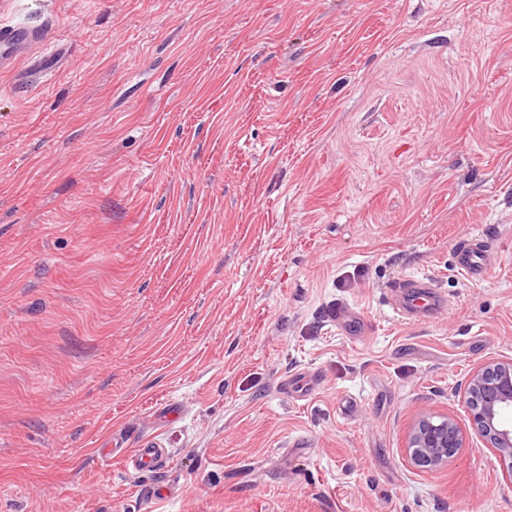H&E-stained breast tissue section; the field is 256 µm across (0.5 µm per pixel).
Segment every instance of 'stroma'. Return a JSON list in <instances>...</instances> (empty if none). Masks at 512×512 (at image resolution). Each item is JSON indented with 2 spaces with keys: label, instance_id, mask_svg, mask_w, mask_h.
<instances>
[{
  "label": "stroma",
  "instance_id": "35a3bbf8",
  "mask_svg": "<svg viewBox=\"0 0 512 512\" xmlns=\"http://www.w3.org/2000/svg\"><path fill=\"white\" fill-rule=\"evenodd\" d=\"M4 24L64 40L0 69V512H512L474 433L435 472L403 448L512 359V0H0ZM478 233L481 282L454 267ZM414 271L448 298L427 323L388 303ZM115 433L166 468L100 462ZM330 318L336 321V328L348 335H354L362 327L360 318L355 312L343 304H337L333 309ZM142 446L143 448H137L126 459V462L130 463L136 471L156 472L164 469L167 461V450L162 448V443L155 439H148Z\"/></svg>",
  "mask_w": 512,
  "mask_h": 512
}]
</instances>
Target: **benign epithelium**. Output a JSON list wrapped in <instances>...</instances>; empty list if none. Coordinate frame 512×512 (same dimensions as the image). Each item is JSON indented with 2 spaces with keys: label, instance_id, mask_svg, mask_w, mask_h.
Wrapping results in <instances>:
<instances>
[{
  "label": "benign epithelium",
  "instance_id": "benign-epithelium-1",
  "mask_svg": "<svg viewBox=\"0 0 512 512\" xmlns=\"http://www.w3.org/2000/svg\"><path fill=\"white\" fill-rule=\"evenodd\" d=\"M471 429L500 461L512 483V359L489 360L474 368L463 384ZM465 432L451 414H417L405 437V453L420 471H434L463 447Z\"/></svg>",
  "mask_w": 512,
  "mask_h": 512
}]
</instances>
